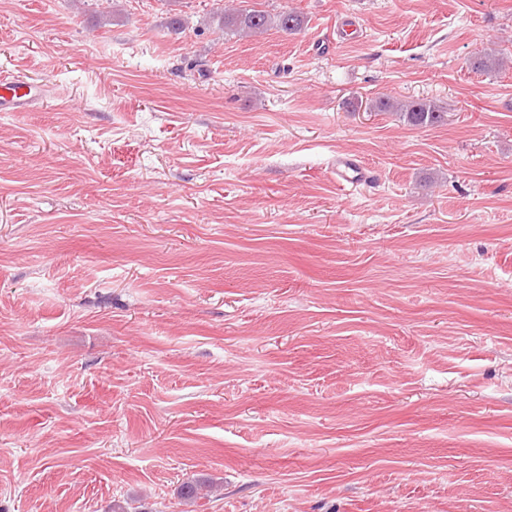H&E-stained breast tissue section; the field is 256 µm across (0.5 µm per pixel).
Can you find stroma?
I'll list each match as a JSON object with an SVG mask.
<instances>
[{"label":"stroma","instance_id":"obj_1","mask_svg":"<svg viewBox=\"0 0 512 512\" xmlns=\"http://www.w3.org/2000/svg\"><path fill=\"white\" fill-rule=\"evenodd\" d=\"M12 71L0 512H512V0H0ZM222 23L225 29H230L241 35L260 34L269 28H277L286 33L297 32L302 28L301 15L293 10H284L271 14L262 10L247 12H224ZM43 85H35L19 76H1L0 112H26L45 94ZM374 108L381 112H400V115L413 126H438L445 122L444 112H441L432 101L425 99L403 103L390 98H380L375 101ZM367 178V171L356 159H339L336 165V182L338 184L359 182Z\"/></svg>","mask_w":512,"mask_h":512}]
</instances>
